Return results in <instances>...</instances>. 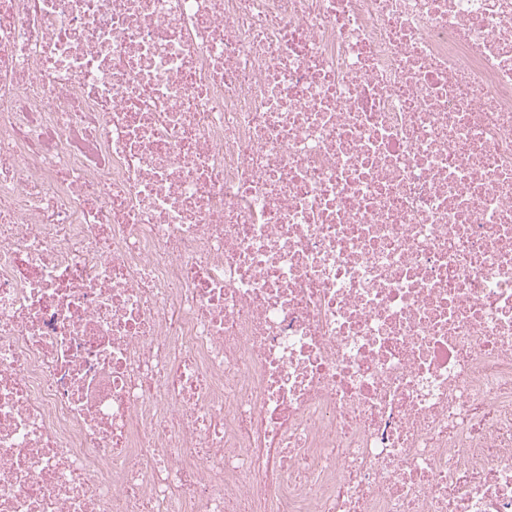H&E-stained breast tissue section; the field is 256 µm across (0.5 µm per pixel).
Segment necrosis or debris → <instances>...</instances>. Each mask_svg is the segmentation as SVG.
I'll use <instances>...</instances> for the list:
<instances>
[{"instance_id": "1", "label": "necrosis or debris", "mask_w": 512, "mask_h": 512, "mask_svg": "<svg viewBox=\"0 0 512 512\" xmlns=\"http://www.w3.org/2000/svg\"><path fill=\"white\" fill-rule=\"evenodd\" d=\"M0 512H512V0H0Z\"/></svg>"}]
</instances>
